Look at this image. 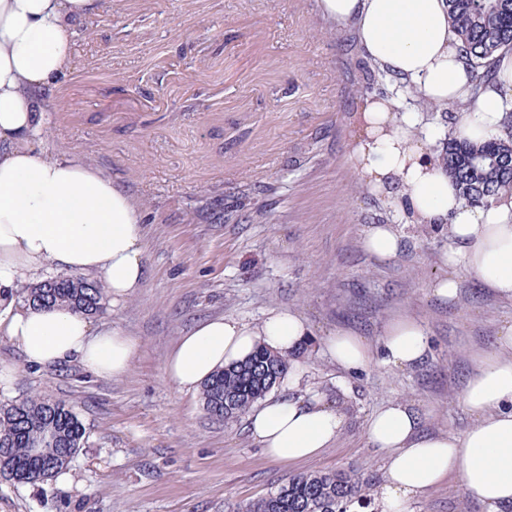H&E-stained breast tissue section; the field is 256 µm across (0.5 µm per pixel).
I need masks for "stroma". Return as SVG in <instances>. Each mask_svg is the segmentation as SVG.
<instances>
[{
	"instance_id": "obj_1",
	"label": "stroma",
	"mask_w": 512,
	"mask_h": 512,
	"mask_svg": "<svg viewBox=\"0 0 512 512\" xmlns=\"http://www.w3.org/2000/svg\"><path fill=\"white\" fill-rule=\"evenodd\" d=\"M372 68L353 25L323 16L317 0H102L77 29L43 147L101 168L141 211L143 286L92 319L133 338L137 352L119 378L76 362L37 370L0 334V365L14 371L0 403L49 394L89 429L67 480L0 479V512H235L294 474L350 468L380 483L382 455L365 429L389 401L413 405L431 431L458 436L471 425L459 392L473 353L512 323V302L449 270L447 226L407 223L357 181L346 143ZM373 224L393 225L397 256L363 250ZM451 272L459 294L444 302L431 284ZM277 309L311 331L294 356L300 389L347 408L336 444L294 464L269 459L245 418H211L199 392L165 372L179 337L203 320L256 326ZM400 316L430 339L414 368L349 372L327 356L337 329L374 346ZM410 510L481 507L452 475Z\"/></svg>"
}]
</instances>
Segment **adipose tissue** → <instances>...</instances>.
Instances as JSON below:
<instances>
[{
  "instance_id": "adipose-tissue-1",
  "label": "adipose tissue",
  "mask_w": 512,
  "mask_h": 512,
  "mask_svg": "<svg viewBox=\"0 0 512 512\" xmlns=\"http://www.w3.org/2000/svg\"><path fill=\"white\" fill-rule=\"evenodd\" d=\"M320 12L353 23L369 58L422 99L441 105L474 101L455 126L481 142L499 135L512 109V51L500 52L494 80L474 90L460 43L450 31L446 0H318ZM98 12V0H0V333L28 365L77 360L101 377L125 375L137 344L118 332L94 333L87 316L67 309L16 307L18 284L47 265L102 278L113 301L127 299L146 278L142 216L130 194L100 168L44 150L39 141L50 92L72 69L76 28ZM362 123L348 157L361 184L399 206L410 223L444 224L455 243L444 257L512 300V195L470 207L440 165L431 137L419 135L416 113L393 100L364 99ZM305 321L290 310L270 312L258 326L214 317L179 339L166 373L194 390L218 370L245 361L256 346L288 355L307 340ZM346 370L374 358L405 368L429 348L425 328L402 317L384 328L378 347L347 330L325 343ZM459 398L475 422L461 436L428 433L399 401L378 408L366 437L379 449L384 476L372 512H409L410 504L454 474L482 512H512V324L478 355ZM323 395L271 397L247 417L265 454L293 463L336 443L345 425Z\"/></svg>"
}]
</instances>
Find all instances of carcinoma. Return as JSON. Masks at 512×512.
Listing matches in <instances>:
<instances>
[{
    "label": "carcinoma",
    "mask_w": 512,
    "mask_h": 512,
    "mask_svg": "<svg viewBox=\"0 0 512 512\" xmlns=\"http://www.w3.org/2000/svg\"><path fill=\"white\" fill-rule=\"evenodd\" d=\"M453 36L461 42L475 87L494 79L497 53L512 49V0H446ZM441 160L461 198L487 205L512 193V112L501 134L484 142L450 137ZM24 302L37 309L66 307L94 316L103 311L104 288L85 277L55 276L26 290ZM289 358L260 347L245 361L215 373L201 388L210 417L245 415L280 384ZM87 444V429L72 406L46 394L0 404V477L18 484L48 485ZM370 504V481L351 469L301 473L236 512H350Z\"/></svg>",
    "instance_id": "1"
}]
</instances>
